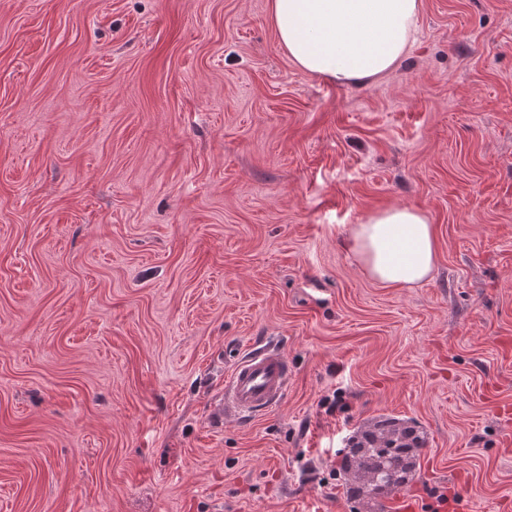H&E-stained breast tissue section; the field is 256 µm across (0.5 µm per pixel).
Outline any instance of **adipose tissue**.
<instances>
[{
	"label": "adipose tissue",
	"instance_id": "1",
	"mask_svg": "<svg viewBox=\"0 0 512 512\" xmlns=\"http://www.w3.org/2000/svg\"><path fill=\"white\" fill-rule=\"evenodd\" d=\"M421 0H272L279 43L302 70L362 84L388 72L415 40ZM347 248L384 288L432 279L436 237L419 209L391 207L356 225Z\"/></svg>",
	"mask_w": 512,
	"mask_h": 512
}]
</instances>
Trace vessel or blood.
Segmentation results:
<instances>
[{
	"label": "vessel or blood",
	"instance_id": "1",
	"mask_svg": "<svg viewBox=\"0 0 512 512\" xmlns=\"http://www.w3.org/2000/svg\"><path fill=\"white\" fill-rule=\"evenodd\" d=\"M291 366L272 343L247 349L224 382L225 413L247 420L276 408L288 391ZM402 512H466L463 502L447 497L419 505L403 497Z\"/></svg>",
	"mask_w": 512,
	"mask_h": 512
}]
</instances>
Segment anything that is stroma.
Listing matches in <instances>:
<instances>
[{"mask_svg": "<svg viewBox=\"0 0 512 512\" xmlns=\"http://www.w3.org/2000/svg\"><path fill=\"white\" fill-rule=\"evenodd\" d=\"M388 74L281 47L271 0H0V512H366L351 437L425 438L405 493L512 505V0H421ZM392 206L434 278L345 247ZM277 344L273 411L223 413ZM347 248L383 288H412L428 282L437 268L433 224L419 209L391 207L356 224ZM291 373L275 344L248 348L224 382L222 410L243 420L270 412L286 396Z\"/></svg>", "mask_w": 512, "mask_h": 512, "instance_id": "obj_1", "label": "stroma"}]
</instances>
